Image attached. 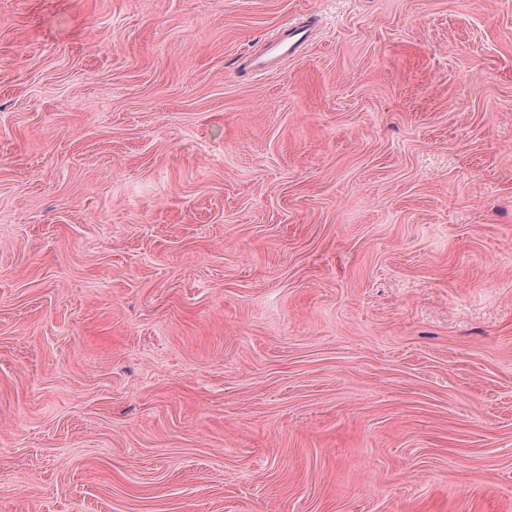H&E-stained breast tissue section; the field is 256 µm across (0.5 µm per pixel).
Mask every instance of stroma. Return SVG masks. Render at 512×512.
<instances>
[{"label": "stroma", "instance_id": "stroma-1", "mask_svg": "<svg viewBox=\"0 0 512 512\" xmlns=\"http://www.w3.org/2000/svg\"><path fill=\"white\" fill-rule=\"evenodd\" d=\"M0 512H512V0H0ZM312 40L310 23L289 24L278 36L267 41L264 54L251 59L248 66L256 72H273L278 65L299 57Z\"/></svg>", "mask_w": 512, "mask_h": 512}]
</instances>
